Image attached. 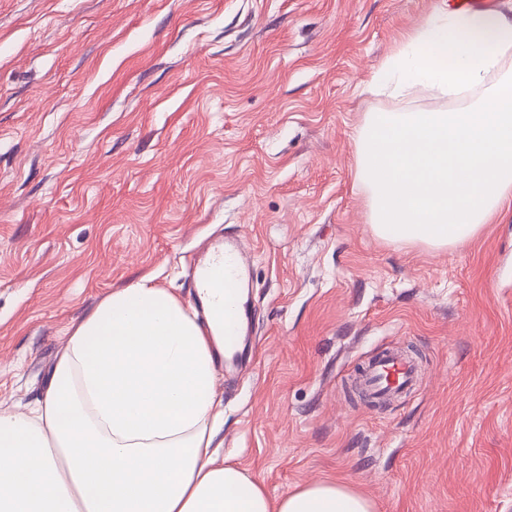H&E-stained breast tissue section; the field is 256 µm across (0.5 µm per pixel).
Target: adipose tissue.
<instances>
[{
    "instance_id": "adipose-tissue-1",
    "label": "adipose tissue",
    "mask_w": 512,
    "mask_h": 512,
    "mask_svg": "<svg viewBox=\"0 0 512 512\" xmlns=\"http://www.w3.org/2000/svg\"><path fill=\"white\" fill-rule=\"evenodd\" d=\"M449 112H375L357 179L375 231L445 248L512 206V16L446 0L379 69ZM203 315L141 277L75 324L30 414L0 411V512H372L325 479L273 499L218 461L224 309Z\"/></svg>"
}]
</instances>
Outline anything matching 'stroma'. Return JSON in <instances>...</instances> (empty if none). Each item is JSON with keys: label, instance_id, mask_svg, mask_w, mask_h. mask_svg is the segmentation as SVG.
Wrapping results in <instances>:
<instances>
[{"label": "stroma", "instance_id": "stroma-1", "mask_svg": "<svg viewBox=\"0 0 512 512\" xmlns=\"http://www.w3.org/2000/svg\"><path fill=\"white\" fill-rule=\"evenodd\" d=\"M441 0H0V410L41 398L72 325L150 274L253 253L254 361L217 364L219 458L277 498L335 478L373 512H512V207L455 246L368 219L371 84ZM411 346L415 389L349 397Z\"/></svg>", "mask_w": 512, "mask_h": 512}]
</instances>
